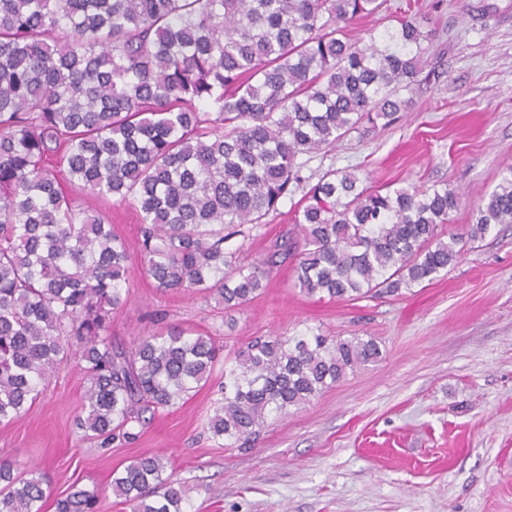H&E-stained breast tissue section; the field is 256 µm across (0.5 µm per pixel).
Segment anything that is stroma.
<instances>
[{"label": "stroma", "mask_w": 512, "mask_h": 512, "mask_svg": "<svg viewBox=\"0 0 512 512\" xmlns=\"http://www.w3.org/2000/svg\"><path fill=\"white\" fill-rule=\"evenodd\" d=\"M403 17L433 32L412 108L308 156L278 212L226 241L240 262L263 260L292 233L295 203L326 170H354L371 187L455 191L452 234L512 169V0H386L347 33L378 38ZM294 265L274 267L261 295L228 312L210 297L157 290L135 263L127 303L111 319L113 340L126 346L178 325L217 337L228 353L255 336L375 337L377 362L288 415L271 414L253 448L207 432L222 397L216 380L156 415L135 443L99 447L75 426L86 383L71 359L26 413L0 424V459L38 470L54 496L100 489L98 512H129L112 473L144 454L161 455L186 483L187 512H512V224L466 244L446 274L399 298H311Z\"/></svg>", "instance_id": "stroma-1"}]
</instances>
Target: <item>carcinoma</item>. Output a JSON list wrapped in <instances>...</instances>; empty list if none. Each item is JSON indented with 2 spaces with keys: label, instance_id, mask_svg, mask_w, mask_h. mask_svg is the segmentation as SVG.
<instances>
[{
  "label": "carcinoma",
  "instance_id": "1",
  "mask_svg": "<svg viewBox=\"0 0 512 512\" xmlns=\"http://www.w3.org/2000/svg\"><path fill=\"white\" fill-rule=\"evenodd\" d=\"M380 0H0V422L32 406L64 360L83 362L84 435L132 442L156 413L207 385V426L246 448L287 414L381 356L371 336L256 337L231 355L171 327L130 347L109 336L132 257L94 200L137 212L139 262L162 291L235 310L267 287L276 257L319 299L394 296L454 265L462 239L512 224V171L459 236L446 189H371L329 170L294 213L297 234L251 264L224 250L302 181L303 155L412 105L432 31L404 19L382 43L344 29ZM45 479L0 460V512H95L99 491L49 499ZM131 512H185L162 457L112 474Z\"/></svg>",
  "mask_w": 512,
  "mask_h": 512
}]
</instances>
